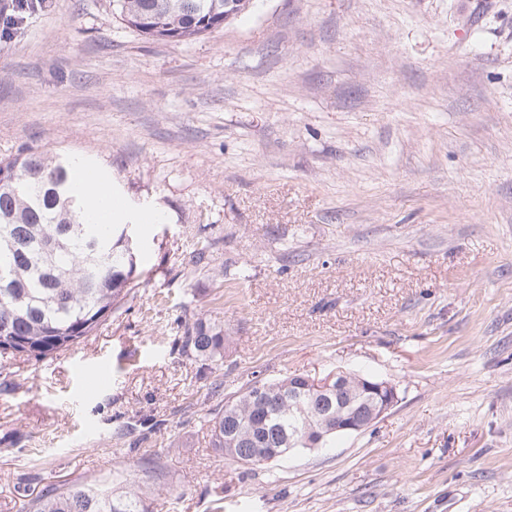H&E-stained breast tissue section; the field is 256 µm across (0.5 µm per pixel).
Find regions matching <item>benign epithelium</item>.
Wrapping results in <instances>:
<instances>
[{"label": "benign epithelium", "instance_id": "benign-epithelium-1", "mask_svg": "<svg viewBox=\"0 0 512 512\" xmlns=\"http://www.w3.org/2000/svg\"><path fill=\"white\" fill-rule=\"evenodd\" d=\"M307 387L311 393L321 397L323 400L330 399V395L338 390H346L350 394L362 396V390L375 392L381 396L380 402L372 400H361L356 406L336 414V422L330 426H322L316 432L318 439L338 431L360 432L376 422L385 414L397 401L396 387L384 380L356 376L351 378L342 371L329 373L323 377L305 376Z\"/></svg>", "mask_w": 512, "mask_h": 512}]
</instances>
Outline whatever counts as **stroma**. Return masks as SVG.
<instances>
[{"label":"stroma","instance_id":"35a3bbf8","mask_svg":"<svg viewBox=\"0 0 512 512\" xmlns=\"http://www.w3.org/2000/svg\"><path fill=\"white\" fill-rule=\"evenodd\" d=\"M28 149L161 219L93 336L0 370V512L72 484L151 512H512V0H253L188 42L44 0L0 41V158ZM199 318L226 336L205 377L173 349ZM336 370L396 405L262 466L211 447L225 397Z\"/></svg>","mask_w":512,"mask_h":512}]
</instances>
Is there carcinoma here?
I'll use <instances>...</instances> for the list:
<instances>
[{
  "instance_id": "1",
  "label": "carcinoma",
  "mask_w": 512,
  "mask_h": 512,
  "mask_svg": "<svg viewBox=\"0 0 512 512\" xmlns=\"http://www.w3.org/2000/svg\"><path fill=\"white\" fill-rule=\"evenodd\" d=\"M126 27L156 41H188L224 27V0H113ZM15 252H0V369L9 360L44 361L91 336L125 301L140 277L145 247L136 225L102 227L83 220L67 157L22 151L0 159V236ZM224 329L201 319L183 325L175 339L180 356L201 362L207 375L224 363ZM297 398L288 401V386ZM297 376L257 380L209 409L212 447L229 454V428L258 449L251 463L306 448L308 423L300 408L318 405ZM32 512H149L126 490L84 484L52 490L31 500Z\"/></svg>"
}]
</instances>
